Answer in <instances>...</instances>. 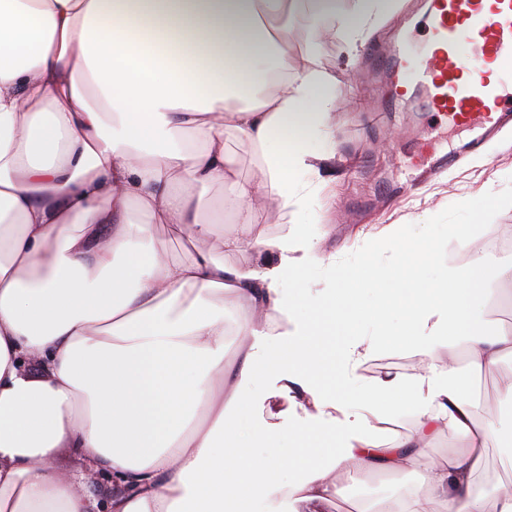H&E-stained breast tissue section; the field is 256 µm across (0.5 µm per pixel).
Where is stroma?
I'll list each match as a JSON object with an SVG mask.
<instances>
[{"instance_id": "1", "label": "stroma", "mask_w": 512, "mask_h": 512, "mask_svg": "<svg viewBox=\"0 0 512 512\" xmlns=\"http://www.w3.org/2000/svg\"><path fill=\"white\" fill-rule=\"evenodd\" d=\"M288 50L293 60L313 51L317 65L333 76L339 100L332 122L333 158L320 163L312 174L307 210L271 206L265 174L250 145L231 136L225 137L224 144L242 177L255 189L253 205L272 211L271 218L259 224V232L270 238L299 232L320 243L323 261L310 270L309 288L317 292L334 287L339 278L367 264L392 267L398 253L397 234L414 231L419 224L441 249L437 262L426 266V275H435L445 265L468 268L477 256L512 263V130L502 132L482 155L438 174L417 191L379 193L380 183L406 179L400 154H413L420 143L438 140L437 124L416 112L411 87L405 88L396 111L376 115L377 101L389 95L390 82L354 81L360 55H347L341 36L317 38L303 15L288 18ZM452 224L470 225L467 243L449 236ZM491 288L483 318L486 332L493 334L512 326V281L495 280ZM411 356L406 348L380 345L354 374L361 383H372L374 375H369L368 366L374 359L378 374L407 377L414 371ZM459 371L469 381L476 419L492 421L498 431L497 441L484 448L482 467L475 476L490 490L496 483L512 481V413L505 411L502 392L504 384L512 381V358H504L494 370L474 374L463 355ZM53 465L97 503L111 498L109 489L92 483L93 465L74 449H59ZM398 488L395 479L379 484L368 476L349 480L325 512H353L355 503L395 496Z\"/></svg>"}]
</instances>
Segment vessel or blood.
Segmentation results:
<instances>
[{
	"instance_id": "1",
	"label": "vessel or blood",
	"mask_w": 512,
	"mask_h": 512,
	"mask_svg": "<svg viewBox=\"0 0 512 512\" xmlns=\"http://www.w3.org/2000/svg\"><path fill=\"white\" fill-rule=\"evenodd\" d=\"M424 9L421 51L376 43L363 66L420 85V111L468 132L461 146L429 149L417 163L429 174L456 167L512 124V0H424Z\"/></svg>"
}]
</instances>
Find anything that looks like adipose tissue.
Segmentation results:
<instances>
[{
    "instance_id": "1",
    "label": "adipose tissue",
    "mask_w": 512,
    "mask_h": 512,
    "mask_svg": "<svg viewBox=\"0 0 512 512\" xmlns=\"http://www.w3.org/2000/svg\"><path fill=\"white\" fill-rule=\"evenodd\" d=\"M291 9L0 0V512H93L54 468L61 448L111 471L108 512H293L298 501L323 512L340 475L377 471L420 479L357 512H512V492L490 500L472 487L497 432L476 421L453 347L466 341L474 373L512 357V327L490 337L480 320L490 277H512V265L492 271L482 257L429 279L419 261L433 244L409 235L416 258L404 268L367 267L315 297L304 286L314 246L252 236L242 183L240 231L219 249L251 253L255 265L228 267L210 250L175 260L153 237L160 224L216 238L199 213L210 185L234 180L228 133L260 153L282 201L305 207L308 176L330 158L311 143L329 134L336 99L312 58L289 65L287 30L259 21ZM384 9L308 0L313 28L331 20L354 43ZM366 291L377 299L369 335L357 326ZM310 298L320 313L297 317ZM277 314L290 327L273 337ZM338 325L350 337L339 352L328 342ZM231 333L241 360L228 388ZM385 342L411 348L423 367L357 384L355 367ZM32 355L38 366L24 367ZM340 363L347 400L330 392ZM278 397L301 412L285 443L258 419ZM408 412L417 431L404 442L369 425ZM440 421L465 443L442 460L428 452Z\"/></svg>"
}]
</instances>
